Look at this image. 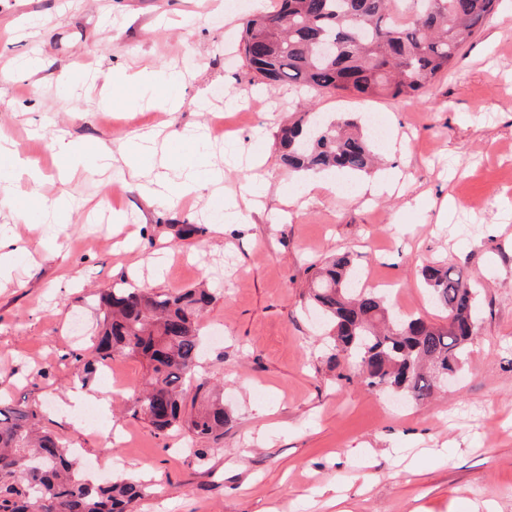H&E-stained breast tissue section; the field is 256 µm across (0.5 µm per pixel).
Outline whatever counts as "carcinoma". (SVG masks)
<instances>
[{
	"instance_id": "cac0c4a2",
	"label": "carcinoma",
	"mask_w": 512,
	"mask_h": 512,
	"mask_svg": "<svg viewBox=\"0 0 512 512\" xmlns=\"http://www.w3.org/2000/svg\"><path fill=\"white\" fill-rule=\"evenodd\" d=\"M502 0H277L274 10L246 21L241 58L268 86L417 100L498 10ZM331 39L326 57L319 42ZM281 162L293 170L365 173L376 159L358 120H328L304 112L278 135ZM353 258L342 253L315 273L313 305L331 324L329 362L367 366L366 385L399 390L423 401L438 380L455 376L478 335L477 288L467 271L441 262L421 279L446 323L401 316L384 295L356 283ZM205 288L156 292L129 282L100 295L103 319L86 363L116 355L147 363L132 391L135 411L160 433L197 439L224 434V401L198 376V319L212 302ZM196 382L192 400L187 385ZM145 495L136 480L97 481L83 475L72 454L28 405L0 406V512H133Z\"/></svg>"
}]
</instances>
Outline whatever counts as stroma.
I'll use <instances>...</instances> for the list:
<instances>
[{
    "mask_svg": "<svg viewBox=\"0 0 512 512\" xmlns=\"http://www.w3.org/2000/svg\"><path fill=\"white\" fill-rule=\"evenodd\" d=\"M276 0H0V135L39 163L44 179L23 195L29 206L68 192L66 223L45 229L12 224L27 247L0 284V400L38 406L42 424L100 479L134 478L147 495L134 512H332L331 495L351 512H468L493 505L512 512V0H503L418 100L351 94L311 95L288 86L255 98L259 82L236 55L243 24ZM155 80L106 102L82 74L142 66ZM194 71L175 112L134 108L165 93L169 67ZM241 98L224 107V91ZM204 95L209 111L193 100ZM340 118L375 114L394 153L380 166L401 173L402 193L370 199L349 188L318 189L271 221L206 227L190 240L183 224H204L224 200L149 204L148 175L116 185L112 171L86 168L60 183L51 147L57 130L95 143L119 131L165 140L201 126L211 159L224 164L226 189L249 176L233 162L264 154L267 208L297 178L278 155L279 125L306 108ZM226 122L223 135L213 127ZM460 206L440 217V204ZM124 215V246L112 212ZM347 252L360 270L385 281L401 313L440 323L421 282L424 263L467 270L481 284L478 337L458 380L428 400L400 404L368 389L354 369L327 360L328 328L308 299L315 268ZM129 280L157 292L211 288L200 319L199 374L224 394L231 416L221 438L159 433L136 415L126 392L143 382L137 357L111 370L93 358L102 316L98 294ZM101 391V424H83L69 393L76 382ZM207 451L197 459L195 449Z\"/></svg>",
    "mask_w": 512,
    "mask_h": 512,
    "instance_id": "1",
    "label": "stroma"
}]
</instances>
